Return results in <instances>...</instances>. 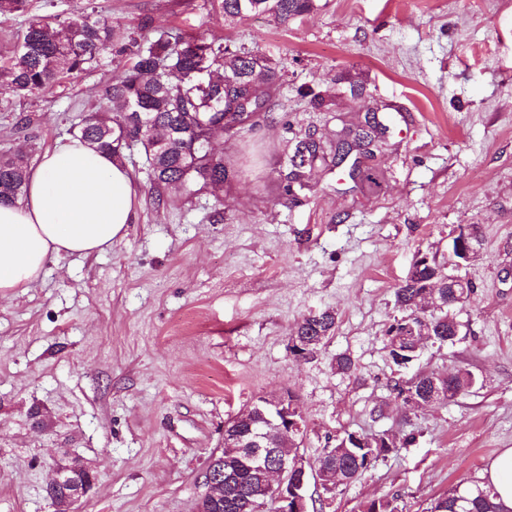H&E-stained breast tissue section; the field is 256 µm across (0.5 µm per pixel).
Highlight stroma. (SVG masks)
I'll return each instance as SVG.
<instances>
[{
    "instance_id": "stroma-1",
    "label": "stroma",
    "mask_w": 512,
    "mask_h": 512,
    "mask_svg": "<svg viewBox=\"0 0 512 512\" xmlns=\"http://www.w3.org/2000/svg\"><path fill=\"white\" fill-rule=\"evenodd\" d=\"M319 4L285 25L227 17L216 0H29L0 16V61L32 18L84 13L116 33L98 64L43 94L16 97L0 75V155L32 165L102 106L149 30L258 50L279 73L266 107L215 138L220 190L158 196L135 164L140 206L124 238L0 297V512H53L45 487L73 458L98 476L73 512H196L225 422L285 390L307 460L348 432L399 440L325 512L393 497L426 512L512 448V0ZM371 115L388 127L384 148L359 158L380 173L377 191L327 165L290 188L298 140H333ZM470 226L477 257L457 271L474 285L456 311L467 334L428 346L414 369L465 367L479 382L404 408L385 347L394 290L417 252L446 261ZM326 308L332 339L294 359L296 325ZM342 352L351 374L333 368Z\"/></svg>"
}]
</instances>
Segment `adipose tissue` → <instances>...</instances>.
<instances>
[{
  "mask_svg": "<svg viewBox=\"0 0 512 512\" xmlns=\"http://www.w3.org/2000/svg\"><path fill=\"white\" fill-rule=\"evenodd\" d=\"M138 204L130 170L110 154L77 137L46 151L22 200L0 203V297L36 282L53 261L111 247ZM482 479L500 512H512V448L488 462Z\"/></svg>",
  "mask_w": 512,
  "mask_h": 512,
  "instance_id": "1",
  "label": "adipose tissue"
}]
</instances>
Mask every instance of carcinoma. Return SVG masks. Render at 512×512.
Returning <instances> with one entry per match:
<instances>
[{
    "label": "carcinoma",
    "mask_w": 512,
    "mask_h": 512,
    "mask_svg": "<svg viewBox=\"0 0 512 512\" xmlns=\"http://www.w3.org/2000/svg\"><path fill=\"white\" fill-rule=\"evenodd\" d=\"M230 17L270 14L280 23L310 13L316 0H218ZM113 32L104 23L88 15L56 16L54 23H29L15 46L4 73L18 97L43 93L61 79L77 75L97 62L112 48ZM278 82V72L271 61L259 52L238 53L218 41L205 42L182 38L165 30H156L146 39L135 61L120 76L112 79L103 94L105 106L94 108L73 127L74 136L110 153L120 160L125 153L143 156L151 184L156 189H183L193 192L224 183L227 169L223 159L209 147L211 139L232 130L256 115L269 92ZM370 134L346 139L340 135L327 145L303 141L290 158L294 180L302 183L326 156L343 162ZM28 162L21 154L0 156V202H12L24 193ZM458 276L445 272L436 256L423 254L415 259L405 280L395 290V306L402 315L387 334L386 347L393 363L399 351L411 348L403 335L413 318L429 304L438 307L425 315L434 343L455 344L457 318L454 309L465 302L472 282L462 286ZM337 313L330 309L313 312L298 324L299 336H321L328 342L337 326ZM478 384L476 376L461 367L453 373L423 372L403 387L428 399L438 393L436 401L446 403L465 394ZM385 434L362 435L365 444L353 441L347 433L336 445L320 451L315 461L336 470V486L348 485L362 477L389 451ZM224 466L232 467L241 490L261 486L258 470L232 458ZM206 512H253L248 500L233 495L224 486V500L213 506L202 498ZM427 512H498L490 493L477 487L462 491L454 488L435 498Z\"/></svg>",
    "instance_id": "1"
}]
</instances>
